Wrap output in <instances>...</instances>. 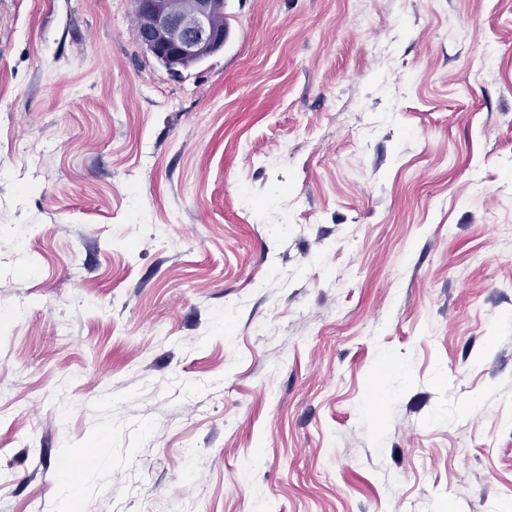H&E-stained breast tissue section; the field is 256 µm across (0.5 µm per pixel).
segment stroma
<instances>
[{"label":"stroma","instance_id":"35a3bbf8","mask_svg":"<svg viewBox=\"0 0 512 512\" xmlns=\"http://www.w3.org/2000/svg\"><path fill=\"white\" fill-rule=\"evenodd\" d=\"M0 0V512H512V0ZM138 1L144 45L172 69L224 48V27L212 23L215 14L224 12V0H180L178 9L172 0Z\"/></svg>","mask_w":512,"mask_h":512}]
</instances>
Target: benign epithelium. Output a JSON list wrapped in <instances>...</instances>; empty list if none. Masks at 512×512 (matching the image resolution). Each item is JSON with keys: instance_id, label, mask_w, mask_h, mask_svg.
Masks as SVG:
<instances>
[{"instance_id": "7a95c632", "label": "benign epithelium", "mask_w": 512, "mask_h": 512, "mask_svg": "<svg viewBox=\"0 0 512 512\" xmlns=\"http://www.w3.org/2000/svg\"><path fill=\"white\" fill-rule=\"evenodd\" d=\"M139 0L144 21L142 38L146 48L175 68L182 61L211 55L224 48V28L212 23L224 11V0Z\"/></svg>"}]
</instances>
